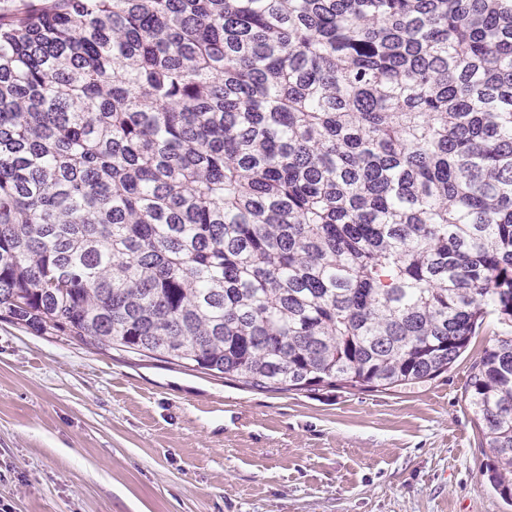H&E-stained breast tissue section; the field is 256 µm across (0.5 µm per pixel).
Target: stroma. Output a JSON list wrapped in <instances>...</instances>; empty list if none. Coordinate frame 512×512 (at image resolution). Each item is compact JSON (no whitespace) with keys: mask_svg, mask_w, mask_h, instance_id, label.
<instances>
[{"mask_svg":"<svg viewBox=\"0 0 512 512\" xmlns=\"http://www.w3.org/2000/svg\"><path fill=\"white\" fill-rule=\"evenodd\" d=\"M503 333L426 382L273 392L0 320V512H512L465 392Z\"/></svg>","mask_w":512,"mask_h":512,"instance_id":"35a3bbf8","label":"stroma"}]
</instances>
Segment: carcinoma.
<instances>
[{
  "label": "carcinoma",
  "instance_id": "1",
  "mask_svg": "<svg viewBox=\"0 0 512 512\" xmlns=\"http://www.w3.org/2000/svg\"><path fill=\"white\" fill-rule=\"evenodd\" d=\"M490 315L467 398L512 500V0L0 3V320L366 392Z\"/></svg>",
  "mask_w": 512,
  "mask_h": 512
}]
</instances>
